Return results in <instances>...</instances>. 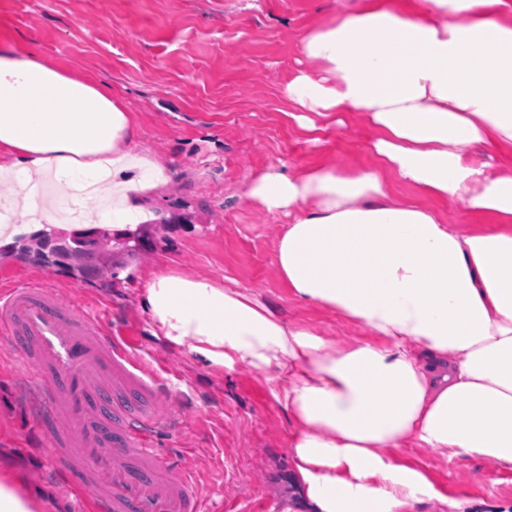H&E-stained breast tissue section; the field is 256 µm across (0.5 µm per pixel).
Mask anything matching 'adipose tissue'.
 <instances>
[{
  "mask_svg": "<svg viewBox=\"0 0 512 512\" xmlns=\"http://www.w3.org/2000/svg\"><path fill=\"white\" fill-rule=\"evenodd\" d=\"M300 53L313 68L285 89L291 119L310 136L368 127L373 162L272 167L246 198L289 218L274 262L292 296L370 339L339 341L250 292L175 274H152L141 301L168 344L266 378L295 423L313 512L443 504L401 449L512 472V0H361L308 30ZM135 130L110 89L0 49V179L16 210H37L33 183L48 175L64 194L116 196L100 222L131 217L150 187ZM451 202L492 227L449 223Z\"/></svg>",
  "mask_w": 512,
  "mask_h": 512,
  "instance_id": "adipose-tissue-1",
  "label": "adipose tissue"
}]
</instances>
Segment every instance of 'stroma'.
<instances>
[{
	"mask_svg": "<svg viewBox=\"0 0 512 512\" xmlns=\"http://www.w3.org/2000/svg\"><path fill=\"white\" fill-rule=\"evenodd\" d=\"M359 0H0V46L37 50L51 64L110 86L136 116L134 152L164 168L142 202L138 259L94 282L41 268L13 249L34 233L0 237V287L43 278L61 302L129 337L174 385L177 432L157 436L173 465L195 471L206 512H282L292 503L288 437L294 423L262 376L218 369L154 336L141 305L152 272L211 279L252 292L288 321L338 339L364 329L293 298L277 275L274 243L287 219L247 202L260 172L306 165H368L360 125L322 129L317 141L286 117L285 88L301 70L300 36ZM22 367L0 354V479L34 512H93L106 474L74 489L42 456L47 435L21 392ZM401 458L427 468L452 512H512V473L479 459L449 460L418 446Z\"/></svg>",
	"mask_w": 512,
	"mask_h": 512,
	"instance_id": "stroma-1",
	"label": "stroma"
}]
</instances>
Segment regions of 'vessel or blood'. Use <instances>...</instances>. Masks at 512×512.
Masks as SVG:
<instances>
[{"label":"vessel or blood","mask_w":512,"mask_h":512,"mask_svg":"<svg viewBox=\"0 0 512 512\" xmlns=\"http://www.w3.org/2000/svg\"><path fill=\"white\" fill-rule=\"evenodd\" d=\"M0 345L35 368L26 390L46 459L78 487L111 472L95 512H202L197 474L154 448L173 427L170 390L128 341L32 280L0 292Z\"/></svg>","instance_id":"vessel-or-blood-1"}]
</instances>
